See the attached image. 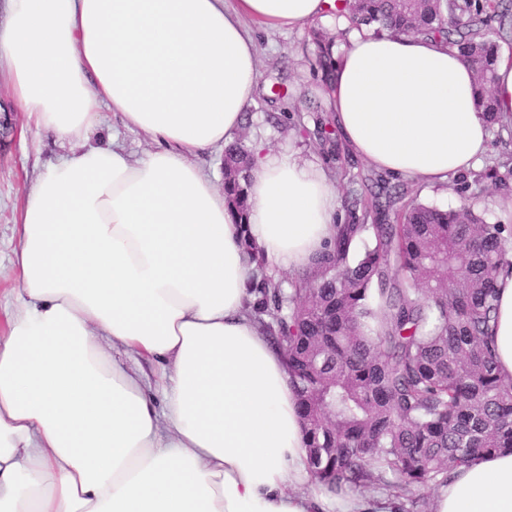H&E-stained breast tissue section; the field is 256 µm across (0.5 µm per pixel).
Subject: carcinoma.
Returning a JSON list of instances; mask_svg holds the SVG:
<instances>
[{
    "label": "carcinoma",
    "instance_id": "1",
    "mask_svg": "<svg viewBox=\"0 0 512 512\" xmlns=\"http://www.w3.org/2000/svg\"><path fill=\"white\" fill-rule=\"evenodd\" d=\"M504 0H336L332 14L373 34H416L451 44L481 84L496 79L495 34L512 38ZM325 81L332 43L312 31ZM490 129L506 123L491 96L480 101ZM253 156L242 141L224 147V194L247 211ZM346 224L310 275L250 277L247 310L282 352L304 421L317 482L331 495L448 481L476 458L512 450V381L498 373L488 341L495 282L512 244V224H488L473 208L440 210L414 201L374 223L350 190ZM375 245L349 257L351 240Z\"/></svg>",
    "mask_w": 512,
    "mask_h": 512
}]
</instances>
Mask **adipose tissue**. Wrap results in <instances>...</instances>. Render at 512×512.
<instances>
[{
	"mask_svg": "<svg viewBox=\"0 0 512 512\" xmlns=\"http://www.w3.org/2000/svg\"><path fill=\"white\" fill-rule=\"evenodd\" d=\"M8 0L0 74L38 128L72 144L19 222L17 301L0 337V512H330L280 353L246 314L249 235L304 271L337 195L296 154L253 146L245 220L192 154L238 133L258 86L245 19L324 18L334 0ZM457 49L348 34L328 93L367 164L436 185L474 168L489 130ZM152 143L87 145L103 110ZM491 342L512 379V268ZM162 364L152 384L130 363ZM430 512H512V452L450 473Z\"/></svg>",
	"mask_w": 512,
	"mask_h": 512,
	"instance_id": "1",
	"label": "adipose tissue"
}]
</instances>
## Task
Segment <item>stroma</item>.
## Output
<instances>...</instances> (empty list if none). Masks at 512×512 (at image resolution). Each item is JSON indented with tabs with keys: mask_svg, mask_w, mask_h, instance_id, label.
Listing matches in <instances>:
<instances>
[{
	"mask_svg": "<svg viewBox=\"0 0 512 512\" xmlns=\"http://www.w3.org/2000/svg\"><path fill=\"white\" fill-rule=\"evenodd\" d=\"M258 45L259 86L239 133L245 145L264 144L276 152H296L300 157L335 170L346 166L345 179H333L337 196L348 186L378 193L389 213H396L411 198L444 209L468 203L490 224H512V211L500 203L512 199V179L485 182L482 192L468 199L455 180L425 187L407 180L380 183L378 169L362 160L342 138L327 99V87L316 63V48L306 30L268 28L255 25ZM0 116L8 118L12 137L0 146V336L6 332L5 309L14 301L17 286L12 273L18 246L17 222L27 192L44 163L59 160L70 152L69 144L58 141L44 129L30 126L25 113L15 109L7 77H0ZM325 123L330 139L320 138L318 123Z\"/></svg>",
	"mask_w": 512,
	"mask_h": 512,
	"instance_id": "35a3bbf8",
	"label": "stroma"
}]
</instances>
